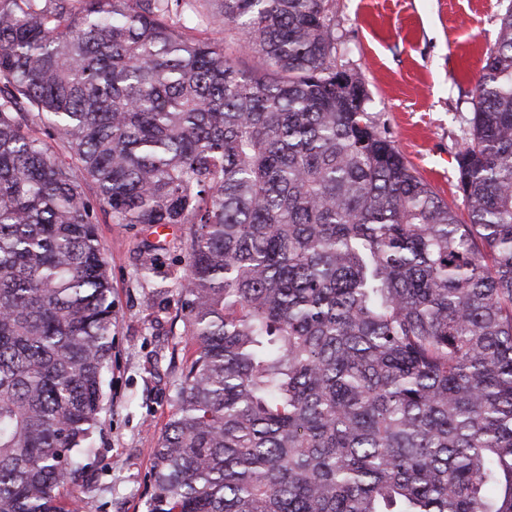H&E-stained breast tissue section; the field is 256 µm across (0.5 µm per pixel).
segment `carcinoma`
<instances>
[{
	"label": "carcinoma",
	"instance_id": "carcinoma-1",
	"mask_svg": "<svg viewBox=\"0 0 512 512\" xmlns=\"http://www.w3.org/2000/svg\"><path fill=\"white\" fill-rule=\"evenodd\" d=\"M331 2L0 0V512L90 483L101 213L187 255L147 512H512V6L464 220L337 67Z\"/></svg>",
	"mask_w": 512,
	"mask_h": 512
}]
</instances>
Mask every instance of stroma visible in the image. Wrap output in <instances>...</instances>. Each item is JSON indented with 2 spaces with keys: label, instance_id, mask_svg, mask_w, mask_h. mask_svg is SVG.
Instances as JSON below:
<instances>
[{
  "label": "stroma",
  "instance_id": "35a3bbf8",
  "mask_svg": "<svg viewBox=\"0 0 512 512\" xmlns=\"http://www.w3.org/2000/svg\"><path fill=\"white\" fill-rule=\"evenodd\" d=\"M512 0H333L337 62L365 80L367 105L412 167L464 212L456 154L469 126L483 58ZM100 240L110 258L117 316L104 380L105 410L93 437L90 473L97 488L80 512H146L154 448L173 411L185 355L171 323L172 293L136 272L144 241H163L167 266L186 267L176 230L150 231L103 217Z\"/></svg>",
  "mask_w": 512,
  "mask_h": 512
}]
</instances>
